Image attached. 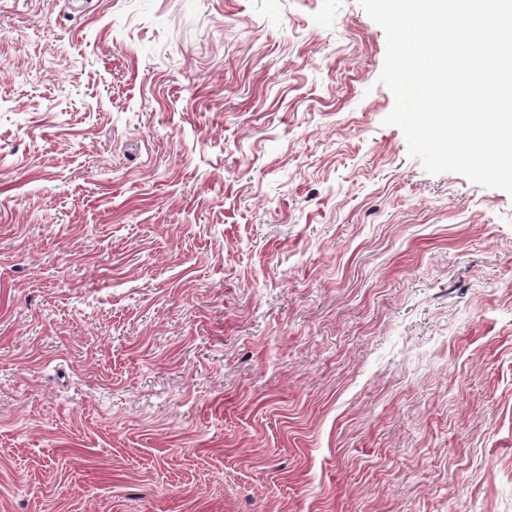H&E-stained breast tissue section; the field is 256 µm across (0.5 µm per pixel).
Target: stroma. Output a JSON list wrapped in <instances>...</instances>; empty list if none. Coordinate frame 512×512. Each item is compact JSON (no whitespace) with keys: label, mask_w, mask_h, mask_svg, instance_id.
<instances>
[{"label":"stroma","mask_w":512,"mask_h":512,"mask_svg":"<svg viewBox=\"0 0 512 512\" xmlns=\"http://www.w3.org/2000/svg\"><path fill=\"white\" fill-rule=\"evenodd\" d=\"M360 0H0V512H512V195L425 171Z\"/></svg>","instance_id":"obj_1"}]
</instances>
